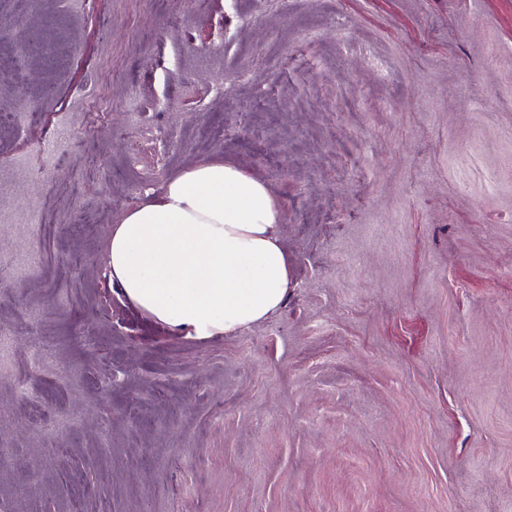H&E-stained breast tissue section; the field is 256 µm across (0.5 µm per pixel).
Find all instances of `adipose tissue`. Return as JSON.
Segmentation results:
<instances>
[{"instance_id": "ef3b65f1", "label": "adipose tissue", "mask_w": 512, "mask_h": 512, "mask_svg": "<svg viewBox=\"0 0 512 512\" xmlns=\"http://www.w3.org/2000/svg\"><path fill=\"white\" fill-rule=\"evenodd\" d=\"M283 212L235 164L176 173L112 227L107 276L124 299L189 340L228 336L278 310L292 285Z\"/></svg>"}]
</instances>
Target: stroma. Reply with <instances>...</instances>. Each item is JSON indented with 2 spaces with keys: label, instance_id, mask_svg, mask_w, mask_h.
Instances as JSON below:
<instances>
[{
  "label": "stroma",
  "instance_id": "obj_1",
  "mask_svg": "<svg viewBox=\"0 0 512 512\" xmlns=\"http://www.w3.org/2000/svg\"><path fill=\"white\" fill-rule=\"evenodd\" d=\"M1 19L0 113L41 121L0 128V512H512V0ZM217 159L279 198L293 285L193 341L107 242Z\"/></svg>",
  "mask_w": 512,
  "mask_h": 512
}]
</instances>
